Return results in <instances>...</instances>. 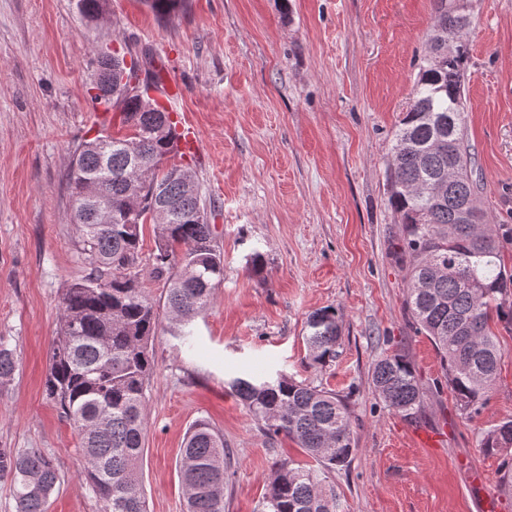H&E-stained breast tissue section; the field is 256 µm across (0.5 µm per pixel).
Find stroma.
<instances>
[{
  "mask_svg": "<svg viewBox=\"0 0 512 512\" xmlns=\"http://www.w3.org/2000/svg\"><path fill=\"white\" fill-rule=\"evenodd\" d=\"M467 137L492 224L512 227V0H467ZM433 0H184L158 17L146 0H0V336L18 366L0 384V448L53 453L63 480L49 512H97L79 477L77 432L44 395L65 289L86 269L71 222L73 151L101 129L91 99L97 52L149 53L181 82L175 104L197 129L193 168L224 255V280L193 325L189 353L160 325L146 395L143 484L149 512H183L179 460L199 420L233 452L225 512H254L290 440L270 441L230 388L276 371L335 392L354 452L328 482L339 512H512L504 455L477 431L512 418V331L497 329L501 370L478 414L460 407L440 356L405 305L402 226L388 160L433 27ZM260 266H253V256ZM335 307L339 355L311 366L308 315ZM423 393L416 421L371 383L393 352ZM484 475L471 483L469 467Z\"/></svg>",
  "mask_w": 512,
  "mask_h": 512,
  "instance_id": "obj_1",
  "label": "stroma"
}]
</instances>
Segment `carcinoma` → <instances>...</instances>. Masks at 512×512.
Returning <instances> with one entry per match:
<instances>
[{"instance_id":"cac0c4a2","label":"carcinoma","mask_w":512,"mask_h":512,"mask_svg":"<svg viewBox=\"0 0 512 512\" xmlns=\"http://www.w3.org/2000/svg\"><path fill=\"white\" fill-rule=\"evenodd\" d=\"M453 0H435L434 22L453 23ZM469 48L459 34L453 51L428 55L419 67L409 110L400 121L388 161L390 204L403 224L401 253L408 260L406 305L417 329L435 344L445 381L462 410L476 414L495 384L502 353L489 322L512 327V267L502 258L512 228L486 222L481 183L465 138L463 104ZM92 99L117 110L129 133L103 129L74 150L68 181L72 223L87 274L61 301L59 332L44 380L46 398L80 437L82 479L99 512H147L142 483L150 345L159 314L141 287L149 276L167 285L171 331L195 346L193 321L211 305L224 280V256L214 245L201 195L184 193L179 176L160 165L178 153L169 113L126 78L139 60L100 54ZM163 200L155 224L156 250L141 263V225ZM304 340L313 366L336 361L341 324L334 307L313 312ZM18 363L0 338V382ZM372 385L386 406L407 420L422 392L411 362L395 352L373 366ZM231 386L272 440L294 439L315 462L279 461L266 480L258 512H337L326 474L353 452L350 410L336 393L278 373L237 377ZM487 454L512 449V419L480 431ZM186 512H224L230 478L224 437L201 420L189 430L179 465ZM0 482L13 487L16 512H48L61 482L50 452L0 448Z\"/></svg>"}]
</instances>
